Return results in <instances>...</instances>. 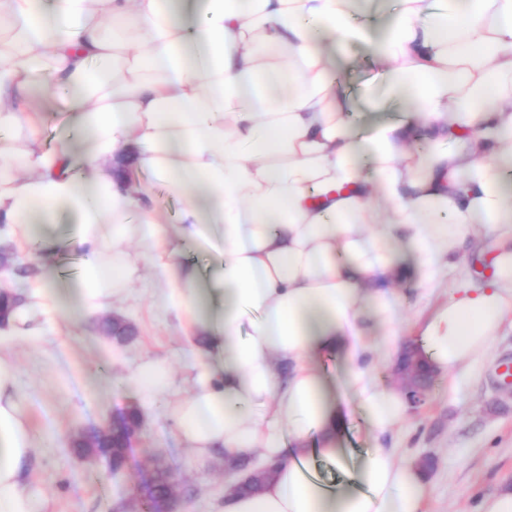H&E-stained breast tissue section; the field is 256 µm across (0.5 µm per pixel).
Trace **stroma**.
Here are the masks:
<instances>
[{"label":"stroma","instance_id":"35a3bbf8","mask_svg":"<svg viewBox=\"0 0 512 512\" xmlns=\"http://www.w3.org/2000/svg\"><path fill=\"white\" fill-rule=\"evenodd\" d=\"M338 69L353 92L357 123L368 128L387 120V113L365 109L364 93L383 87V74L367 45H349ZM154 274L151 258H144L131 284L137 300L117 302L107 310L135 326L137 335L129 343L106 341L94 321L78 317L69 335L9 342L18 370L19 403L35 437L28 478L51 501L52 512H125L135 478L159 468L174 478L178 512H224L229 471L223 457L199 462L179 441L165 397L142 401L132 380L138 364L156 360L169 368L178 395L191 390L192 358L177 323L144 290ZM450 286L443 276L429 293L418 280L399 287L402 339L419 338L425 323L447 302ZM365 343L375 381L382 386L397 384L394 347L382 323H369ZM504 364L512 365L511 327L496 336L486 356L459 385H452L447 376L437 377L426 402L379 435L367 429L362 410L345 388L341 359L324 357L329 396L348 402L349 415L338 438L344 463L315 459L319 477L336 486H357L358 471L375 447L394 449L402 461L429 455L436 467L429 478L427 512H475L480 498L501 488L503 480H512V389L499 375ZM130 406L139 407L145 427L124 475L112 476L105 461L79 460L68 445L70 436L104 425L117 410Z\"/></svg>","mask_w":512,"mask_h":512}]
</instances>
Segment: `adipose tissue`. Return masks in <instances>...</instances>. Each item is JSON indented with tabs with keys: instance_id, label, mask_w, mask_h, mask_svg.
<instances>
[{
	"instance_id": "obj_1",
	"label": "adipose tissue",
	"mask_w": 512,
	"mask_h": 512,
	"mask_svg": "<svg viewBox=\"0 0 512 512\" xmlns=\"http://www.w3.org/2000/svg\"><path fill=\"white\" fill-rule=\"evenodd\" d=\"M395 2L375 39L357 0H0V223L47 255L39 225L73 218L87 319L128 297L131 240L153 252L152 293L195 362L190 395L169 404L181 442L278 465L260 494L225 493L224 512H423L427 481L393 449L369 452L356 488L325 485L310 465L343 459L346 407L329 400L320 357L342 356L371 431L405 416L363 340L367 316L395 321L406 272L390 241L430 282L465 249L490 257L487 281L460 278L424 328L437 373L476 364L512 323V0ZM351 41L384 73L369 104L393 112L367 131L336 75ZM61 97L52 145L10 141ZM131 157L179 195L175 236L118 176ZM187 246L207 264L184 262ZM24 297L0 334H67L60 294ZM17 388L0 349V512H48L26 479L33 435Z\"/></svg>"
}]
</instances>
